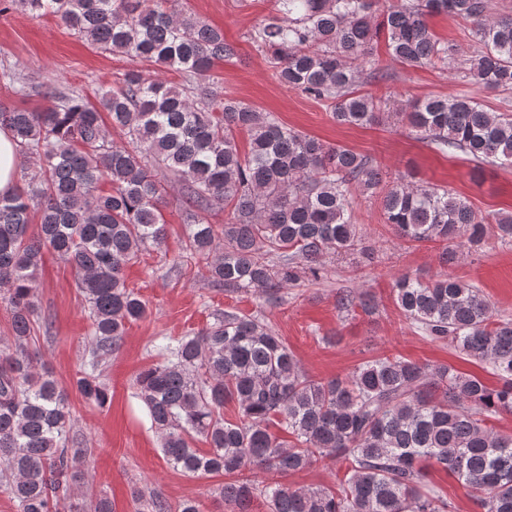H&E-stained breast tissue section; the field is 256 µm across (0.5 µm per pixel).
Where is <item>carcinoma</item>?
I'll return each mask as SVG.
<instances>
[{"label":"carcinoma","mask_w":512,"mask_h":512,"mask_svg":"<svg viewBox=\"0 0 512 512\" xmlns=\"http://www.w3.org/2000/svg\"><path fill=\"white\" fill-rule=\"evenodd\" d=\"M169 2L0 0V13L18 7L52 15L96 49L145 64L103 90L98 107L46 84V109L0 111V127L11 131L19 155L39 162L13 194L0 196V301L11 314V340L0 348V479L20 512H59L86 455L70 447L67 396L35 348L44 255L71 267L88 304L89 360L76 385L103 405L101 363L147 313L124 269L165 245V181L184 186L185 250L203 263L209 282L267 303L305 280L319 281L327 255L360 251L370 259L354 210L357 192L380 199L383 223L400 239L441 243L445 261L452 249L477 247L490 234L512 242V213H478L445 187L386 183L374 158L325 145L219 91L209 72L235 47L219 29L171 11ZM275 2L251 39L275 78L320 103L333 121L366 126L389 115L439 154L512 166L509 110L489 112L473 96L432 95L387 114L357 89L365 69L374 79L389 77L372 55L383 34L390 55L405 64L447 68L484 90H512V16L494 12V0ZM439 14L470 25V55L460 63L428 24ZM163 68L181 73L182 83L161 79ZM0 79L29 95L16 70H1ZM103 110L125 142L112 139ZM238 130L251 137L245 156ZM103 179L111 192L99 190ZM216 205L230 210L219 227L207 219ZM393 292L410 324L486 364L498 385L401 356L317 380L262 311L226 310L165 346L136 377L167 464L189 477L290 474L326 458L346 464L334 486L228 481L216 498L234 512H251L258 499L266 512H455L451 499L425 483L432 465L471 487L482 512H512V434L487 424L492 413L512 414V320L495 318L481 289L448 275L405 276ZM357 307L372 313L375 302L363 293L337 295L340 312ZM228 404L237 407L233 420L224 416ZM195 439L209 449L193 447ZM133 497L148 512H202L195 499L173 506L141 489Z\"/></svg>","instance_id":"carcinoma-1"}]
</instances>
